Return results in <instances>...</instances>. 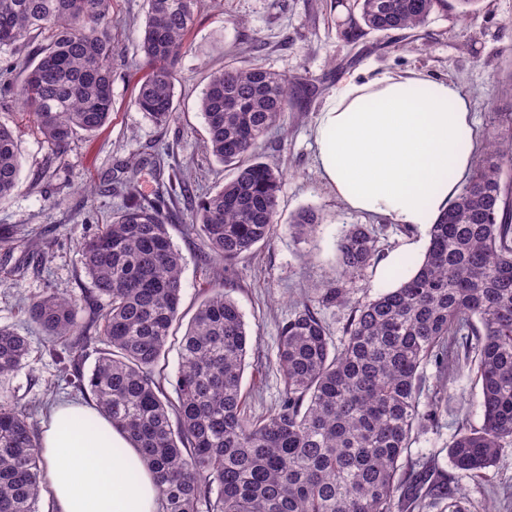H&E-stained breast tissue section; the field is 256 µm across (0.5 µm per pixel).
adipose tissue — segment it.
I'll use <instances>...</instances> for the list:
<instances>
[{"label":"adipose tissue","mask_w":512,"mask_h":512,"mask_svg":"<svg viewBox=\"0 0 512 512\" xmlns=\"http://www.w3.org/2000/svg\"><path fill=\"white\" fill-rule=\"evenodd\" d=\"M313 134L315 165L339 201L409 228L431 227L474 163L466 96L415 72L343 81ZM39 448L48 512H159L153 471L95 405L55 407Z\"/></svg>","instance_id":"adipose-tissue-1"}]
</instances>
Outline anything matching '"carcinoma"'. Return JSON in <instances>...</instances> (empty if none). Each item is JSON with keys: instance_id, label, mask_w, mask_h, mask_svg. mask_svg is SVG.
<instances>
[{"instance_id": "cac0c4a2", "label": "carcinoma", "mask_w": 512, "mask_h": 512, "mask_svg": "<svg viewBox=\"0 0 512 512\" xmlns=\"http://www.w3.org/2000/svg\"><path fill=\"white\" fill-rule=\"evenodd\" d=\"M112 0H0V52L25 48L0 67V94L21 99L40 134L64 151L92 135L112 112ZM442 0H352L338 27L359 42L422 29ZM196 0H147L139 41L143 75L134 104L158 124L176 119L175 68L195 22ZM292 100L287 78L254 61L213 71L202 90L205 149L234 177L193 205L191 184L169 170L163 190L140 202L129 182L124 203L102 231L80 244L81 268L104 305L55 293L31 299L26 314L63 342L74 384L141 449L156 476L162 512H394L395 497L422 509L438 499L468 512L456 477L405 456L439 402L420 409L424 364L465 339V359L481 384L482 423L461 427L448 455L462 475L481 477L512 446V113L491 122L466 185L430 230L415 271L364 302L342 288L321 296L351 308L335 347L304 305L282 326L278 365L284 397L255 417L242 393L249 335L226 283L214 280L180 342L176 398L164 388L166 345L181 323L184 258L168 230L169 206H192L190 229L201 264L229 268L269 242L280 224L281 173L260 161L259 145ZM12 131L0 125V198L19 185ZM289 228L315 238L321 217L306 207ZM371 230L352 224L336 241V280L376 263ZM89 371L81 368L88 350ZM27 337L0 327V379L26 362ZM47 494L38 432L30 414L0 397V512H41Z\"/></svg>"}]
</instances>
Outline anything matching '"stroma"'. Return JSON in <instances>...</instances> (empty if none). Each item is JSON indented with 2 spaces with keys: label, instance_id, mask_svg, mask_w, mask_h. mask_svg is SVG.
Instances as JSON below:
<instances>
[{
  "label": "stroma",
  "instance_id": "1",
  "mask_svg": "<svg viewBox=\"0 0 512 512\" xmlns=\"http://www.w3.org/2000/svg\"><path fill=\"white\" fill-rule=\"evenodd\" d=\"M145 11V0H112V114L94 135H76L66 150H56L34 128L18 100L0 98V124L13 130L21 161L18 188L0 199V229L10 236L0 245V326L26 336L30 344L25 365L0 380V394L31 410L38 425L44 421L46 401L75 399L79 393L69 381L61 346L48 343L27 319L25 300L50 292L91 295L79 245L109 223L113 209L121 205L112 187L123 177V164L162 157L165 166L188 174L200 197L231 178V171L205 151L197 101L210 72L228 62L239 44L257 46L258 61L286 76L297 91L283 126L269 131L260 149L264 162L284 172L279 192L283 222L269 244L229 272L220 263L201 265L202 241L188 229L186 205H176L178 218L169 232L185 259L184 318L192 317L205 281L226 275L233 282L231 296L251 337L242 388L258 414L275 409L281 399L278 336L288 317L313 303L332 344L340 345L345 338L349 307L316 299L333 285L335 244L341 233L352 224L373 227L384 256L429 240L423 228L348 209L316 169L312 131L336 87L351 77L417 71L459 85L472 104L477 133H484L492 113H512V0H482L479 12L470 18L463 17L456 0H449L431 14L417 36L395 46L377 33L355 44L339 38L336 27L347 11L332 6L331 0H197L187 50L175 69L178 118L164 128L134 104ZM307 206L319 210L323 221L313 241L300 244L286 220ZM423 375L422 400L437 397L443 407L412 441L408 455L417 461L436 460L447 474L452 470L448 444L457 427L482 421L481 387L462 364L448 379H440L431 363ZM461 484L471 512H512V502L501 496L503 486H512V447L502 450L484 477L465 478Z\"/></svg>",
  "mask_w": 512,
  "mask_h": 512
}]
</instances>
